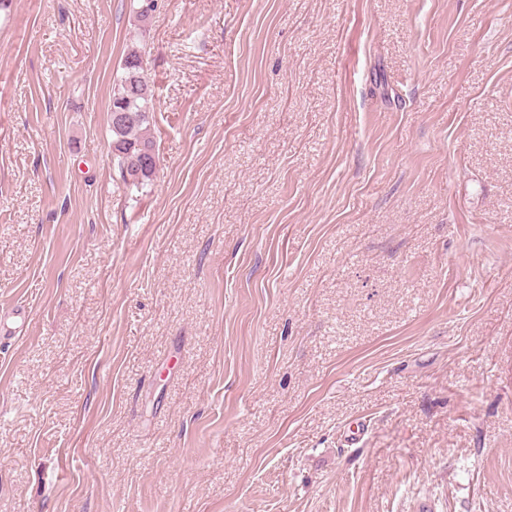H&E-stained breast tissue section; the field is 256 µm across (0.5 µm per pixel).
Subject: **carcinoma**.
I'll return each instance as SVG.
<instances>
[{
	"label": "carcinoma",
	"mask_w": 512,
	"mask_h": 512,
	"mask_svg": "<svg viewBox=\"0 0 512 512\" xmlns=\"http://www.w3.org/2000/svg\"><path fill=\"white\" fill-rule=\"evenodd\" d=\"M145 50L133 46L126 54L117 75L110 105L129 111L131 121L112 131V140L120 141L119 151L112 154L123 180L139 188L152 181L150 161L157 157L154 141L148 135L153 119L154 93L144 69Z\"/></svg>",
	"instance_id": "carcinoma-1"
}]
</instances>
